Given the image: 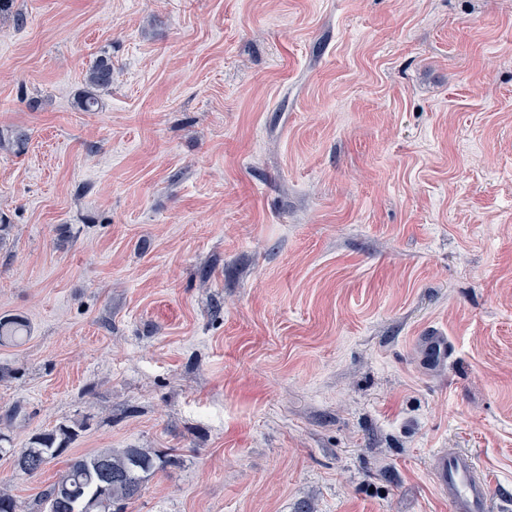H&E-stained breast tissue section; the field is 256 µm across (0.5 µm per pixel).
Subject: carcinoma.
<instances>
[{"label":"carcinoma","mask_w":512,"mask_h":512,"mask_svg":"<svg viewBox=\"0 0 512 512\" xmlns=\"http://www.w3.org/2000/svg\"><path fill=\"white\" fill-rule=\"evenodd\" d=\"M112 87V57L97 58L85 75L79 105L91 112L100 104L101 92ZM27 321L20 316L0 317V342L28 335ZM84 424H60L32 434L24 447L6 448L0 435V456L13 459L14 470L29 478L38 474L35 465L63 455L83 431ZM166 462V457L149 448H103L75 456L65 471L44 490L36 509L23 505L13 494L0 491V512H123L138 499L146 484Z\"/></svg>","instance_id":"carcinoma-1"}]
</instances>
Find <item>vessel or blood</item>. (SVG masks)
<instances>
[{"instance_id": "vessel-or-blood-1", "label": "vessel or blood", "mask_w": 512, "mask_h": 512, "mask_svg": "<svg viewBox=\"0 0 512 512\" xmlns=\"http://www.w3.org/2000/svg\"><path fill=\"white\" fill-rule=\"evenodd\" d=\"M434 470L437 484L448 494L451 512H492L490 483L478 474L471 455L442 454L436 458Z\"/></svg>"}]
</instances>
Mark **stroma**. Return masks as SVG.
I'll return each instance as SVG.
<instances>
[{
    "label": "stroma",
    "instance_id": "obj_1",
    "mask_svg": "<svg viewBox=\"0 0 512 512\" xmlns=\"http://www.w3.org/2000/svg\"><path fill=\"white\" fill-rule=\"evenodd\" d=\"M15 6L13 446L83 420L71 453L170 455L128 512H450L457 448L512 512V0ZM67 463L0 486L33 504ZM112 87V58L100 56L85 75V89L79 98V105L85 112H91L100 104L101 92Z\"/></svg>",
    "mask_w": 512,
    "mask_h": 512
}]
</instances>
